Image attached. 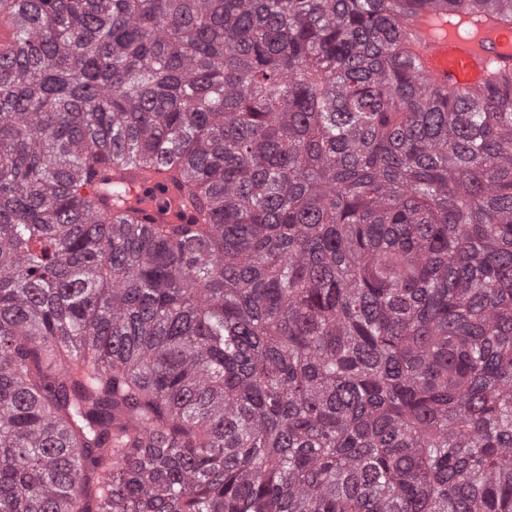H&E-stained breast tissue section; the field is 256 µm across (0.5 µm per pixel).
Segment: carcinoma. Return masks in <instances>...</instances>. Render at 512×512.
Wrapping results in <instances>:
<instances>
[{"mask_svg": "<svg viewBox=\"0 0 512 512\" xmlns=\"http://www.w3.org/2000/svg\"><path fill=\"white\" fill-rule=\"evenodd\" d=\"M9 2L0 512H512V0ZM412 50L420 60V78L428 84L447 82L475 89L494 65L512 66V26L473 22L460 15L448 21V11L420 12L408 25ZM117 176L122 177L129 187L130 201L144 212L149 221L156 224H185L189 213L180 207V198L185 192L154 172L135 168L115 169ZM168 199V205L161 209L158 200Z\"/></svg>", "mask_w": 512, "mask_h": 512, "instance_id": "cac0c4a2", "label": "carcinoma"}]
</instances>
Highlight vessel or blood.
Returning a JSON list of instances; mask_svg holds the SVG:
<instances>
[{
	"mask_svg": "<svg viewBox=\"0 0 512 512\" xmlns=\"http://www.w3.org/2000/svg\"><path fill=\"white\" fill-rule=\"evenodd\" d=\"M412 49L420 61V78L429 85L451 81L453 86H481L496 65L512 66V26L475 22L461 16L448 20L446 11L422 12L408 26ZM130 201L157 224H183L188 212L180 207L183 191L156 173L121 170Z\"/></svg>",
	"mask_w": 512,
	"mask_h": 512,
	"instance_id": "1",
	"label": "vessel or blood"
}]
</instances>
